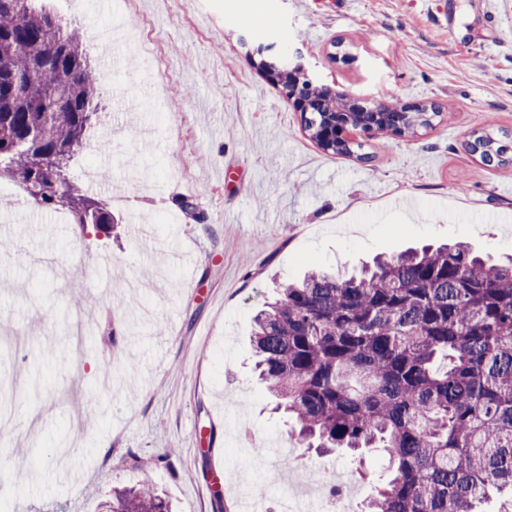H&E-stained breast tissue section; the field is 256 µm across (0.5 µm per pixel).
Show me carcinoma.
<instances>
[{
    "label": "carcinoma",
    "mask_w": 512,
    "mask_h": 512,
    "mask_svg": "<svg viewBox=\"0 0 512 512\" xmlns=\"http://www.w3.org/2000/svg\"><path fill=\"white\" fill-rule=\"evenodd\" d=\"M98 86L79 32L33 0H0V175L39 186L34 204L68 209L85 229L112 213L67 168L41 165L82 147ZM437 113L393 112L410 135ZM498 165L508 145L474 138ZM255 369L304 448H380L385 474L369 512H512V257L464 242L378 256L356 274L310 270L254 317ZM102 512H171L149 475Z\"/></svg>",
    "instance_id": "1"
}]
</instances>
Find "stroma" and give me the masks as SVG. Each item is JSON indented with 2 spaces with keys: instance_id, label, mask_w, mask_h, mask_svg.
<instances>
[{
  "instance_id": "1",
  "label": "stroma",
  "mask_w": 512,
  "mask_h": 512,
  "mask_svg": "<svg viewBox=\"0 0 512 512\" xmlns=\"http://www.w3.org/2000/svg\"><path fill=\"white\" fill-rule=\"evenodd\" d=\"M83 34L101 110L70 161L114 207L85 232L29 196L0 211V512H98L150 473L176 512H239L287 493L295 440L253 372L252 319L276 285L344 272L414 245L512 253V164L468 149L512 136V0H39ZM300 53L319 82L379 102L435 104L432 128L324 152L252 65L248 47ZM96 181H89V174ZM194 200L195 213L178 200ZM155 225L131 236L129 209ZM196 260V290L183 288ZM110 258L112 290L90 276ZM362 512L380 452L362 463Z\"/></svg>"
}]
</instances>
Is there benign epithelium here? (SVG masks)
<instances>
[{"label":"benign epithelium","mask_w":512,"mask_h":512,"mask_svg":"<svg viewBox=\"0 0 512 512\" xmlns=\"http://www.w3.org/2000/svg\"><path fill=\"white\" fill-rule=\"evenodd\" d=\"M253 64L265 78L277 87L301 120L311 113H320V120L306 129L309 136L321 145L333 149L336 140L349 142L356 135L371 136L381 132L383 116L390 112H435L430 104L375 103L367 105L357 99L341 95L332 87L320 84L288 52L276 50L271 43L256 49Z\"/></svg>","instance_id":"obj_1"}]
</instances>
